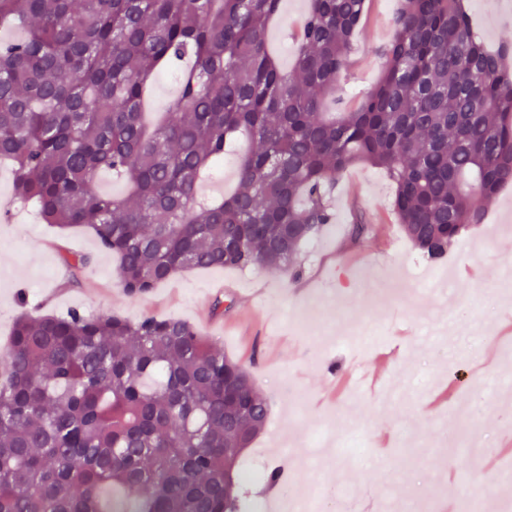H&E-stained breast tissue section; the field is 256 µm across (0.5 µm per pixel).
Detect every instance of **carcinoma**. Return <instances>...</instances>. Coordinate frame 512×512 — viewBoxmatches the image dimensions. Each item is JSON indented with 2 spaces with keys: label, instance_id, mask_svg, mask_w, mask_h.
<instances>
[{
  "label": "carcinoma",
  "instance_id": "obj_1",
  "mask_svg": "<svg viewBox=\"0 0 512 512\" xmlns=\"http://www.w3.org/2000/svg\"><path fill=\"white\" fill-rule=\"evenodd\" d=\"M366 0H310L291 72L268 46L282 0H0V160L15 196L90 230L135 296L179 272L284 269L363 162L432 260L512 182V63L461 0H401L378 85L325 112ZM185 58L149 127L154 73ZM242 136L220 201L200 180ZM124 181L121 196L99 188ZM251 373L175 318L20 315L0 359V512H240L242 449L266 424Z\"/></svg>",
  "mask_w": 512,
  "mask_h": 512
}]
</instances>
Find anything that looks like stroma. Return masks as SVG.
Wrapping results in <instances>:
<instances>
[{
	"label": "stroma",
	"instance_id": "obj_1",
	"mask_svg": "<svg viewBox=\"0 0 512 512\" xmlns=\"http://www.w3.org/2000/svg\"><path fill=\"white\" fill-rule=\"evenodd\" d=\"M474 29L492 50L512 45V0H466ZM400 0H366L361 34L327 101L329 112L356 109L376 84L381 49L393 39ZM309 0H283L270 33L283 69L292 66L294 44ZM393 184L365 164L345 170L332 190L334 218L307 241L290 270H191L140 296L119 288L116 262L91 232H60L36 209L15 200L10 168H0V358L18 315H67L71 310L119 315L174 316L194 323L203 296L221 298L203 331L226 356L246 366L270 415L238 460L249 482L244 512H257L272 497L267 473L288 471L289 497L306 500L314 488L331 489L324 512H352L358 503L431 500L439 512L470 505L502 512L512 502V467L502 443L512 438V393L499 388L512 378V343L500 334L512 315V290L502 271L512 267V184L488 208L485 224L452 242L431 262L406 239L392 208ZM373 228L353 241V213ZM84 255L86 267L70 270L66 257ZM384 327L394 352L391 392L349 387L337 399L335 378L362 369L376 327ZM463 378L442 412L428 403L449 375ZM357 436L359 456L337 452L332 438Z\"/></svg>",
	"mask_w": 512,
	"mask_h": 512
}]
</instances>
